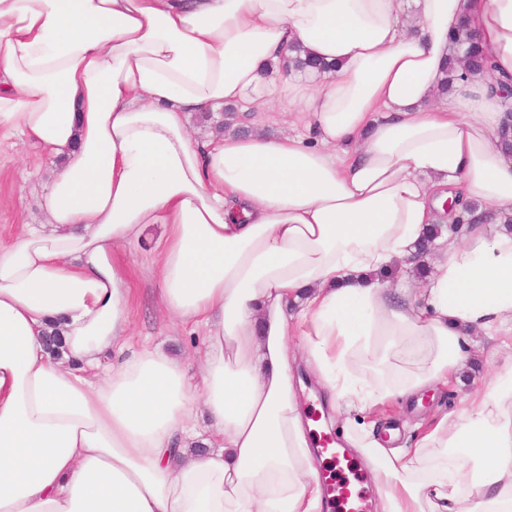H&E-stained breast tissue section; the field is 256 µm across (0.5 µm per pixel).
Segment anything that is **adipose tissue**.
<instances>
[{"mask_svg":"<svg viewBox=\"0 0 512 512\" xmlns=\"http://www.w3.org/2000/svg\"><path fill=\"white\" fill-rule=\"evenodd\" d=\"M415 2L0 0V142L57 165L44 222L0 246V512H321L298 355L366 410L448 384L470 333L512 335V0ZM463 24L489 65L442 95ZM289 45L331 72L265 84ZM245 103L294 132L193 138L192 116ZM455 222L422 287L378 280ZM151 224L155 301L202 331L196 388L179 359L124 349L116 250ZM388 353L403 383L370 371ZM360 451L383 512H512V362L414 447Z\"/></svg>","mask_w":512,"mask_h":512,"instance_id":"ef3b65f1","label":"adipose tissue"}]
</instances>
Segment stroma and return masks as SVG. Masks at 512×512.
Listing matches in <instances>:
<instances>
[{
  "mask_svg": "<svg viewBox=\"0 0 512 512\" xmlns=\"http://www.w3.org/2000/svg\"><path fill=\"white\" fill-rule=\"evenodd\" d=\"M49 174V165L31 144L0 143V245L9 244L23 224L42 221L39 192ZM162 235L161 225L148 226L136 247L119 252L120 258L141 281L130 307L131 329L126 345L132 349L152 346L180 357L185 362L188 377L192 378L196 375L193 356L202 348L200 331L193 325L175 323L165 317L156 306L149 287L142 282ZM467 342L476 357L459 380L430 389L421 406L410 400L363 413L353 411L346 417L332 419L337 438H355L361 428H373L380 434L393 428L397 431L394 447H414L421 431L431 425L437 415L453 410L463 401L481 397L494 383L503 361L512 358V336H471Z\"/></svg>",
  "mask_w": 512,
  "mask_h": 512,
  "instance_id": "35a3bbf8",
  "label": "stroma"
}]
</instances>
